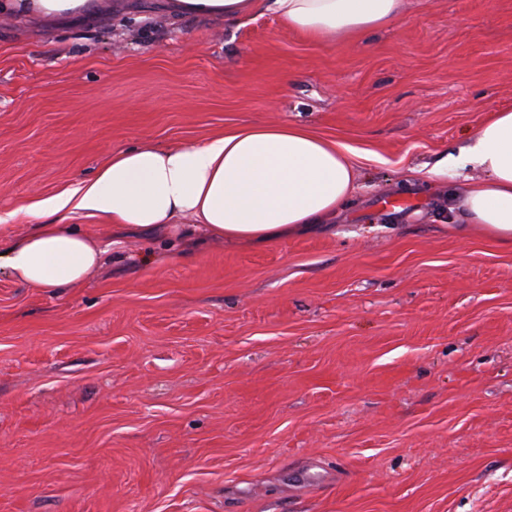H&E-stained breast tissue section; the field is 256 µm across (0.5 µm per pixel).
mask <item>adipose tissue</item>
Listing matches in <instances>:
<instances>
[{
    "mask_svg": "<svg viewBox=\"0 0 512 512\" xmlns=\"http://www.w3.org/2000/svg\"><path fill=\"white\" fill-rule=\"evenodd\" d=\"M403 0H166L180 18H254L270 12L311 40L345 43L395 21ZM110 0H0V15L49 23L93 20ZM479 167L448 199V214L512 247V110L484 123L458 168ZM355 191L344 145L308 127L254 122L192 144L144 142L112 150L72 191L27 208V233L0 234V269L29 288L81 287L107 252L68 225L81 214L113 233L162 232L264 247L330 221Z\"/></svg>",
    "mask_w": 512,
    "mask_h": 512,
    "instance_id": "1",
    "label": "adipose tissue"
}]
</instances>
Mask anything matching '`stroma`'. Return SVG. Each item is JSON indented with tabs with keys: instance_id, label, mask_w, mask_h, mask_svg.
Returning a JSON list of instances; mask_svg holds the SVG:
<instances>
[{
	"instance_id": "1",
	"label": "stroma",
	"mask_w": 512,
	"mask_h": 512,
	"mask_svg": "<svg viewBox=\"0 0 512 512\" xmlns=\"http://www.w3.org/2000/svg\"><path fill=\"white\" fill-rule=\"evenodd\" d=\"M112 0L0 17V216L110 151L256 121L345 145L333 224L113 242L83 287L0 269V512H512V250L436 174L512 107V0H404L344 45ZM111 11L109 0H0V15L37 18L48 23L93 20Z\"/></svg>"
}]
</instances>
